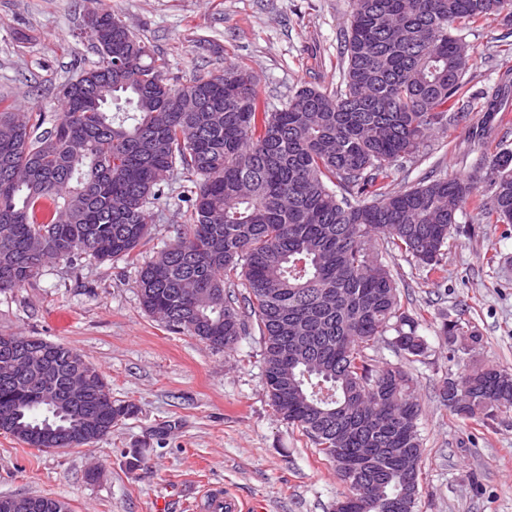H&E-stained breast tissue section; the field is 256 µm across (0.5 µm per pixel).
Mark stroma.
I'll use <instances>...</instances> for the list:
<instances>
[{
	"instance_id": "stroma-1",
	"label": "stroma",
	"mask_w": 512,
	"mask_h": 512,
	"mask_svg": "<svg viewBox=\"0 0 512 512\" xmlns=\"http://www.w3.org/2000/svg\"><path fill=\"white\" fill-rule=\"evenodd\" d=\"M109 11L145 36L171 83L243 65L270 109L302 84L341 83L343 33L352 0H0V98L47 118L61 85L97 56L76 32L88 6ZM472 50L469 93L493 91L512 69V25L486 16L464 33ZM481 112L432 136L412 161L393 167L391 191L430 172L462 176L498 147L512 149V122L492 140L474 133ZM149 210L151 234L136 262L91 258L47 264L23 288L0 293V334L38 336L73 348L97 366L112 397L137 406L102 441L39 451L0 433V494H50L71 512H192L207 485H223L263 512H332L343 484L301 432L277 417L265 387L258 331L230 352L171 331L139 304L136 266L176 236L194 185ZM438 274L396 252L382 254L409 313L422 314L426 356L407 362L421 405L422 481L416 512H512V409L478 425L446 407L443 380L479 366L512 370V233L485 224L472 207L457 216ZM462 319L482 342L449 356L444 318ZM144 464L132 465L134 452Z\"/></svg>"
}]
</instances>
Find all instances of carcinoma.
Masks as SVG:
<instances>
[{"instance_id":"obj_1","label":"carcinoma","mask_w":512,"mask_h":512,"mask_svg":"<svg viewBox=\"0 0 512 512\" xmlns=\"http://www.w3.org/2000/svg\"><path fill=\"white\" fill-rule=\"evenodd\" d=\"M502 13L512 18V0H353L340 89L302 86L271 112L249 70L173 85L148 41L89 10L78 37L98 60L62 86L52 125L37 109L0 107V293L50 262L133 258L150 233V205L174 174L193 178L185 224L138 270L144 311L226 351L255 319L277 415L334 465L344 512H381L377 499L356 502L359 485L372 478L398 497L420 482L421 408L404 366L377 367L367 350L389 330L407 360L428 346L380 247L434 271L466 205L511 225L512 151L400 192L385 180L427 134L466 117L472 54L460 31ZM234 277L239 298L227 292ZM442 331L453 345L482 341L459 318ZM76 357L33 337L28 367L0 382V432L47 448L41 431L70 428L79 439L69 448H83L135 413ZM75 378L102 401L41 396L43 380L63 390ZM439 394L456 416L485 423L512 407V372L476 367L445 379ZM0 512L70 508L48 494H9Z\"/></svg>"}]
</instances>
